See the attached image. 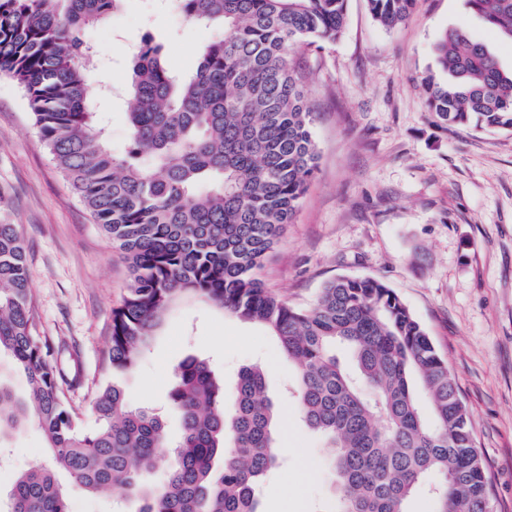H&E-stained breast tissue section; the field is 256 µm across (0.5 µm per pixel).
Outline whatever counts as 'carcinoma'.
Masks as SVG:
<instances>
[{
  "mask_svg": "<svg viewBox=\"0 0 512 512\" xmlns=\"http://www.w3.org/2000/svg\"><path fill=\"white\" fill-rule=\"evenodd\" d=\"M125 0H0V73L21 87L40 139L96 223L123 253L130 283L112 314V372L132 369L165 313L202 299L264 326L297 371L292 395L305 425L331 448L330 512H407L429 486L432 512H493V485L448 363L388 285L341 276L301 308L260 272L293 222L316 170L312 112L294 54L335 41L347 0H166L191 26L220 36L196 70L171 72L162 44L130 56L128 149L116 155L92 104L95 52L84 34ZM512 41V0H466ZM392 29L416 0H367ZM422 80L427 111L456 129L512 132V68L464 31L434 45ZM31 271L18 224L0 222V352L25 375L27 395L0 381V440L33 421L51 463L20 472L7 512H70L55 469L88 493L120 486L138 512H261L259 491L279 464L278 416L263 371L244 366L231 390L190 356L175 369L162 416L132 408L114 383L82 424L35 328ZM353 356L350 368L336 350ZM164 465V483L153 481Z\"/></svg>",
  "mask_w": 512,
  "mask_h": 512,
  "instance_id": "1",
  "label": "carcinoma"
}]
</instances>
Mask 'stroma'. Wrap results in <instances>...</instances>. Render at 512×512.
I'll list each match as a JSON object with an SVG mask.
<instances>
[{
    "label": "stroma",
    "instance_id": "1",
    "mask_svg": "<svg viewBox=\"0 0 512 512\" xmlns=\"http://www.w3.org/2000/svg\"><path fill=\"white\" fill-rule=\"evenodd\" d=\"M483 41L505 66L512 43L499 39L465 0H416L411 16L388 30L366 0H349L342 36L301 50L297 62L314 112L317 169L293 224L269 256L267 288L310 306L339 276L371 277L393 288L425 326L474 422L475 446L493 480L495 512H512V133L436 126L425 107L423 77L433 46L451 29ZM152 37L166 62L192 73L214 30L178 21L157 0H126L91 29L103 62L92 84L109 121L114 152L127 144L125 98L131 45ZM0 218L20 225L31 271L36 330L57 347L56 372L85 423L96 390L111 382L112 311L129 270L41 143L26 98L0 75ZM209 361L225 386L257 363L283 420L286 463L262 489V512H330L329 450L306 428L282 389L296 370L268 330L197 300L165 315L136 366L120 379L135 407L165 408L174 369L187 356ZM166 410V408H165ZM170 436L180 422L166 410ZM0 465V512L15 476L45 461L31 425L8 439ZM58 480L71 512H113L122 491L90 495L67 474Z\"/></svg>",
    "mask_w": 512,
    "mask_h": 512
}]
</instances>
